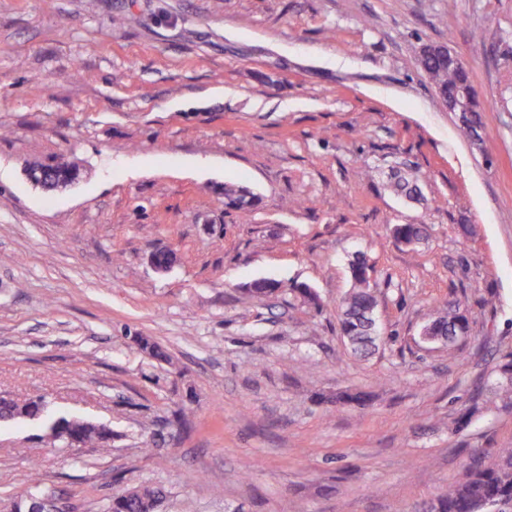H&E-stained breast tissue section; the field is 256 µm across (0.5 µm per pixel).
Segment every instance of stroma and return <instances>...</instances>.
Masks as SVG:
<instances>
[{
  "label": "stroma",
  "mask_w": 512,
  "mask_h": 512,
  "mask_svg": "<svg viewBox=\"0 0 512 512\" xmlns=\"http://www.w3.org/2000/svg\"><path fill=\"white\" fill-rule=\"evenodd\" d=\"M426 42L470 70L492 155L458 136ZM62 158L78 183L29 181ZM232 180L250 215L225 210ZM358 254L383 336L366 358L337 317ZM260 279L282 293L247 297ZM445 299L470 322L452 353L421 338ZM509 354L512 0H0V396L113 434L103 454L0 423V512L34 471L70 512L142 484L164 512H427L472 449L512 452L491 389ZM223 194L225 207L243 214L251 213L257 204L256 195L241 182H225Z\"/></svg>",
  "instance_id": "1"
}]
</instances>
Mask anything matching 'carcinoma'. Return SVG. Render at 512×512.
I'll use <instances>...</instances> for the list:
<instances>
[{
  "mask_svg": "<svg viewBox=\"0 0 512 512\" xmlns=\"http://www.w3.org/2000/svg\"><path fill=\"white\" fill-rule=\"evenodd\" d=\"M418 64L431 82L435 94L445 97L456 88L472 83L469 70L464 66L455 64L444 54H430L418 57ZM54 173L60 178L72 175L78 176L75 166L68 163L48 165L42 167L38 180L48 189H58L59 183L48 180V173ZM224 205L229 209L243 214L251 213L256 204L257 197L251 189L241 182H226L223 187ZM424 233L420 224H398L393 228L394 237L404 243H411L419 239ZM367 265L363 261L351 264L350 273L353 287L346 296L339 316L341 333L353 346L354 350L366 353L376 346L378 340L375 329L369 324L368 312L377 304V298L371 291L368 278L365 275ZM279 288L266 280L255 281L250 284L246 292L253 297L271 296ZM442 307L454 309L453 314L437 315L430 318L425 324L427 333L431 336H443L448 330L454 333H465L468 329L466 310L461 308L459 300L443 302ZM502 379L499 389L512 397V355L498 365L497 369ZM481 411L479 397H474L455 421L456 429L466 428L472 418ZM45 412L43 399L18 400L5 396L0 397V419L34 421L42 418ZM51 428L61 435L67 436L74 446H92L103 451L108 450L112 443V431L102 425H94L83 418L60 417L56 419ZM31 489L29 496L11 501L8 505L10 512H29L34 497L40 501L53 500L54 493L46 488L38 474L30 477ZM165 498L164 490L151 485H141L129 490L111 500L107 512H156ZM503 502L506 507H512V454L494 456L491 453L483 454L477 466L468 470L466 478L448 487L445 495L437 500L434 506L436 512H486L485 504Z\"/></svg>",
  "mask_w": 512,
  "mask_h": 512,
  "instance_id": "1",
  "label": "carcinoma"
}]
</instances>
